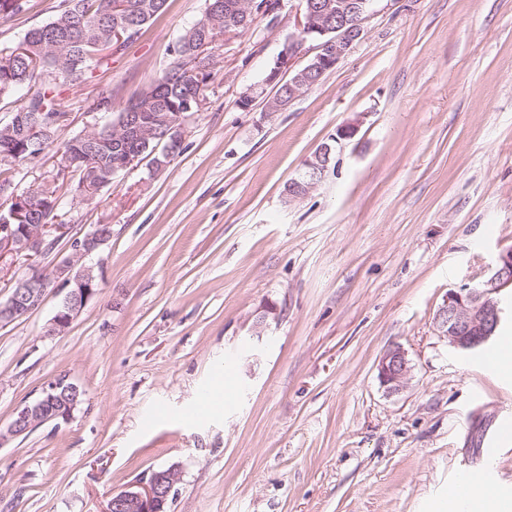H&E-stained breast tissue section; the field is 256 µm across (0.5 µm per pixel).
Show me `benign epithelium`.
<instances>
[{"instance_id": "obj_1", "label": "benign epithelium", "mask_w": 512, "mask_h": 512, "mask_svg": "<svg viewBox=\"0 0 512 512\" xmlns=\"http://www.w3.org/2000/svg\"><path fill=\"white\" fill-rule=\"evenodd\" d=\"M376 0H336L318 3L316 0H300L297 33L288 37L284 48L273 61L266 79L258 86L248 88L238 98L240 108L249 110L256 99L265 94L270 86L274 94L266 98L264 111L281 112L294 99L317 84L351 52L355 42L365 32V23L371 16ZM135 33L130 27H115L109 38L93 44L98 56L131 40ZM317 42L316 53L308 63L298 68L296 59L302 54L307 41ZM216 52L215 43L203 40L192 54L175 50L181 62V70L198 76L210 69L209 61ZM288 88H283V83ZM205 94L201 91L189 98L184 113L170 127L171 143L164 147V154L173 153L171 145L182 144L187 132V121L201 110ZM67 117L52 116L42 127H33L18 135L13 126L0 132V166H12L18 161L21 150L43 146L44 136L53 129L61 131ZM322 181L311 161L289 182L288 198L307 195ZM14 215L0 214V256L9 253L29 259L41 258L51 253L58 242L69 233L68 224H24L21 230L11 228ZM112 238V225L98 224L93 231L73 242L74 253L57 257L52 270L35 265L23 278L15 281L6 302L0 304V327L6 326L37 309L43 302L48 288L56 285L66 290V295L55 315L45 327L47 337L65 333L70 324L81 314L87 302L97 294L99 283L90 266L80 264L85 257L96 252ZM512 288V250L501 254L490 274L475 287L451 291L435 315V324L448 344L459 351L476 349L489 342L501 325L505 310L501 294ZM378 378L391 393L400 391L408 382L412 367L406 352L400 346L388 349L377 364ZM80 404L79 386L69 376H59L45 385L32 402L19 407L7 426L0 430V446L12 439L28 435L36 427L50 421L71 418ZM179 480L174 468L155 471L146 485L140 489L128 488L112 494L107 512H164V506Z\"/></svg>"}]
</instances>
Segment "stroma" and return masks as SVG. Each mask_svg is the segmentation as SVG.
<instances>
[{
    "mask_svg": "<svg viewBox=\"0 0 512 512\" xmlns=\"http://www.w3.org/2000/svg\"><path fill=\"white\" fill-rule=\"evenodd\" d=\"M203 5L167 0L107 72L65 90L62 137L91 130L101 88L118 108L140 96ZM55 6L0 18V45ZM297 7L224 39L162 170L142 162L90 200L60 189L70 233L41 264L111 225L99 290L63 335L44 334L58 288L0 328V429L58 375L83 400L0 447V512H105L171 467L166 512H452L449 483L486 466L512 494V441L487 451L512 363L483 368L434 322L512 249V0H377L317 85L284 111L242 110ZM349 123L323 180L286 199ZM396 345L412 372L390 393L376 365Z\"/></svg>",
    "mask_w": 512,
    "mask_h": 512,
    "instance_id": "stroma-1",
    "label": "stroma"
}]
</instances>
